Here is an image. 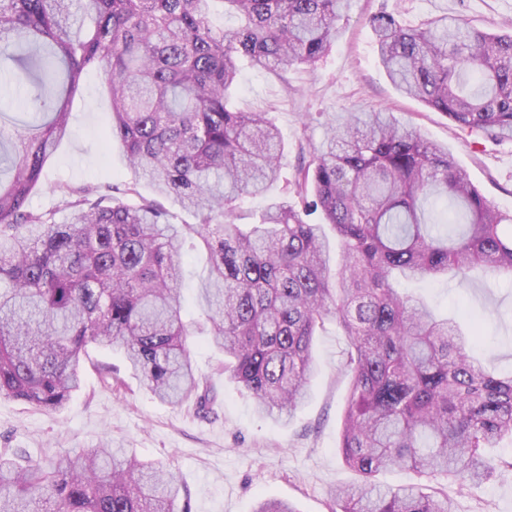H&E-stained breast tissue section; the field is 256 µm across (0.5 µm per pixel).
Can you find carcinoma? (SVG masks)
I'll return each instance as SVG.
<instances>
[{
	"label": "carcinoma",
	"mask_w": 512,
	"mask_h": 512,
	"mask_svg": "<svg viewBox=\"0 0 512 512\" xmlns=\"http://www.w3.org/2000/svg\"><path fill=\"white\" fill-rule=\"evenodd\" d=\"M0 0V84L35 122H0V398L61 411L92 347L118 348L160 402L213 400L183 319L185 244L206 251L197 288L210 346L259 414L289 420L316 371L314 340L334 320L348 338L338 448L360 476L335 512H457L446 492L393 489L379 473L479 486L491 449L512 439V375L489 372L475 336L394 287L401 276L461 283L481 270L512 281V216L496 209L448 150L386 112H348L302 155L254 224L234 222L245 196L280 182L284 144L266 112L233 106L238 59L279 73L331 51L349 0ZM378 60L403 94L493 141L512 136V26L477 28L442 14L406 25L369 18ZM100 69L112 101L110 143L138 182L116 192L55 186L63 223L29 203L69 102ZM451 202L460 220L431 219ZM198 224H174L166 203ZM160 465L108 445L43 464L0 448V512H189ZM253 512H297L262 499Z\"/></svg>",
	"instance_id": "cac0c4a2"
}]
</instances>
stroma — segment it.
<instances>
[{
    "label": "stroma",
    "instance_id": "1",
    "mask_svg": "<svg viewBox=\"0 0 512 512\" xmlns=\"http://www.w3.org/2000/svg\"><path fill=\"white\" fill-rule=\"evenodd\" d=\"M385 0H352L340 20V36L315 67L289 71L287 79L240 62L235 105L272 112L285 149L283 177L293 175L302 147L320 144L324 126L346 112L386 110L415 127L425 139L447 147L470 181L501 212L512 215V138L476 143L441 113L401 94L380 66L368 24ZM404 22L416 24L442 13L466 16L489 27L512 23V0H400ZM101 70L88 71L70 104V135L47 161L41 185L30 200L33 211L64 220L53 188L112 185L134 174L120 148H107L111 102L102 90ZM408 293L454 316L462 331L478 336V351L489 369L512 373V282L436 280L408 282ZM197 369L213 389L206 410L188 402H158L139 386L119 351L95 350L84 384L59 412L0 398V448H23L52 458L63 449L102 443L163 462L176 473L190 512H253L259 498L292 503L297 512H331L336 486L356 481L337 448L346 404L343 369L347 338L327 322L315 340L317 373L308 402L287 422L258 415L252 398L220 369L222 353L202 335L190 338ZM116 369L117 382L102 370ZM458 512H512V469L499 468L492 481L469 489L447 485Z\"/></svg>",
    "mask_w": 512,
    "mask_h": 512
}]
</instances>
